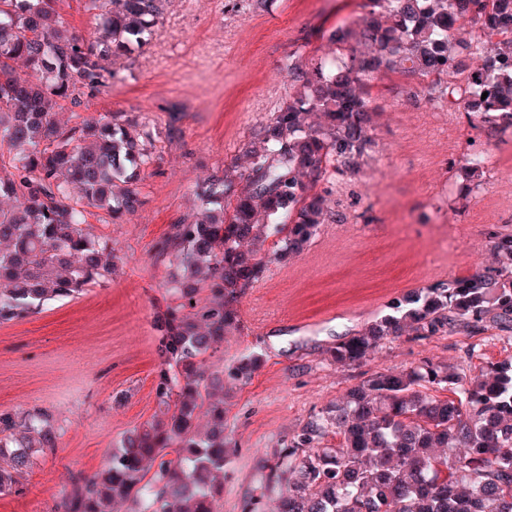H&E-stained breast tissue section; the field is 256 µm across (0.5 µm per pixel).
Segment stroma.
I'll use <instances>...</instances> for the list:
<instances>
[{"instance_id": "35a3bbf8", "label": "stroma", "mask_w": 512, "mask_h": 512, "mask_svg": "<svg viewBox=\"0 0 512 512\" xmlns=\"http://www.w3.org/2000/svg\"><path fill=\"white\" fill-rule=\"evenodd\" d=\"M361 3L169 0L157 35L111 60L112 82L60 111L70 126L116 112L158 136L141 183L145 205L109 223L88 218L119 258L111 275L0 324V410H48L61 433L54 454L32 453L22 493L0 495V512H46L68 471H99L158 414L154 316L169 269L153 246L196 213L198 183L230 165L240 140L287 99L289 66L328 54L323 31L356 19ZM421 89L394 74L373 82L376 145L360 172L336 181L338 223L321 225L301 257L271 261L239 300L240 329L212 362L259 361L250 376L224 379V436L236 450L216 512H241L265 460L363 375L512 357V331L497 328L403 336L356 366L330 357L394 298L491 264V234L512 230V131L472 128ZM484 146V174L467 181L465 157Z\"/></svg>"}]
</instances>
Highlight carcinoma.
I'll list each match as a JSON object with an SVG mask.
<instances>
[{
	"mask_svg": "<svg viewBox=\"0 0 512 512\" xmlns=\"http://www.w3.org/2000/svg\"><path fill=\"white\" fill-rule=\"evenodd\" d=\"M61 0H0V143L11 155L0 176V323L52 299L74 298L112 272V241L89 232L98 209L111 220L145 204L149 131L118 114L68 126L62 103L104 87L106 62L156 33L168 0H90L98 35L71 33ZM364 14L326 34L332 56L288 69L291 94L239 148L243 169L213 174L197 191L203 216L170 225L155 259L175 268L156 313L155 396L161 417L127 434L102 470L70 471L47 512H216L224 448V370L208 358L238 328L237 303L268 259L301 256L333 215L335 175L360 171L374 140L371 83L396 74L437 91L475 129H512V0H364ZM475 25L466 38L464 23ZM487 97H482V94ZM484 164L465 159L464 175ZM272 240V253L264 250ZM496 262L394 300L390 312L330 349L352 365L399 336L421 340L489 326L512 330V230L490 240ZM207 294L200 304L199 295ZM207 410L209 429L197 416ZM336 445L324 446L329 429ZM59 434L43 409L0 411V494L18 493L30 449L53 453ZM243 501L260 512L285 481L279 512H512V358L471 377L425 361L379 370L349 388L263 466Z\"/></svg>",
	"mask_w": 512,
	"mask_h": 512,
	"instance_id": "cac0c4a2",
	"label": "carcinoma"
}]
</instances>
